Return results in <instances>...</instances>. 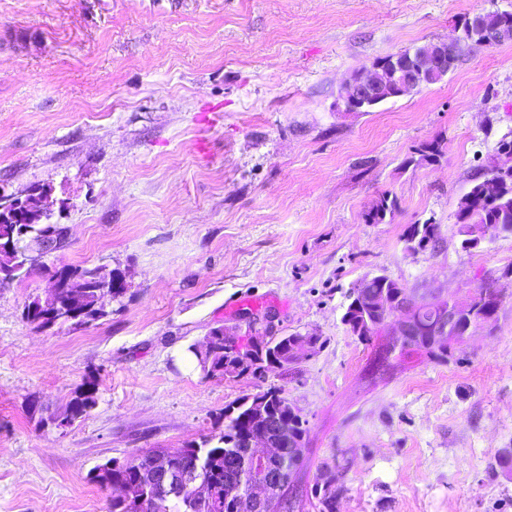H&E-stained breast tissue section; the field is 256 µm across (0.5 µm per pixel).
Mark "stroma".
Segmentation results:
<instances>
[{"mask_svg":"<svg viewBox=\"0 0 512 512\" xmlns=\"http://www.w3.org/2000/svg\"><path fill=\"white\" fill-rule=\"evenodd\" d=\"M476 9L512 0H0V187L48 191L69 228L50 263L128 282L96 325L48 330L22 315L42 270L0 286V512H109L95 466L217 434L225 408L270 388L307 429L300 512H318L327 469L336 512H512V231L467 251L455 224L512 134V41L373 111L336 109L354 72L454 40ZM427 143L441 157L417 162ZM385 192L396 211L365 223ZM428 221L440 246L408 250ZM378 275L417 298L491 280L502 305L448 362L379 372L341 321ZM240 299L321 349L203 377L187 348L238 326ZM89 374L96 406L56 426ZM432 48H438L437 43L429 42L422 46L416 47L412 51L404 50L395 54L387 55L385 57L379 58L373 66L379 68L377 70L378 73L387 75L390 78V72L395 69L396 65L404 64L408 62L410 58L422 55L425 52L430 51ZM336 473L329 472L320 482L315 484V488L312 489L315 497H317L322 505V512H335L333 506L336 503V495L338 487H336Z\"/></svg>","mask_w":512,"mask_h":512,"instance_id":"obj_1","label":"stroma"}]
</instances>
